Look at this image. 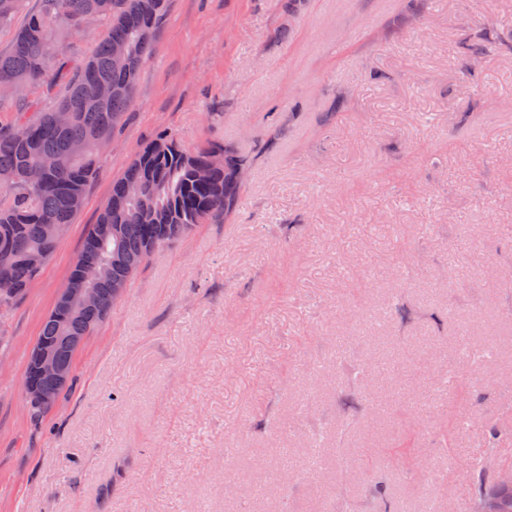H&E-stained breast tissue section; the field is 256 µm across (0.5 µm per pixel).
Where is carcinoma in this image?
Wrapping results in <instances>:
<instances>
[{"label":"carcinoma","instance_id":"obj_1","mask_svg":"<svg viewBox=\"0 0 512 512\" xmlns=\"http://www.w3.org/2000/svg\"><path fill=\"white\" fill-rule=\"evenodd\" d=\"M25 0H0V29L13 26ZM169 0H40L15 29L12 42L0 50V83L34 82L50 70L66 80L67 93L58 104L31 120L18 113L15 126L0 132V306L14 307L39 275L29 257L54 254L60 238L77 210L72 200L83 198L95 179L102 152L98 144L112 140L133 105L139 70L151 55L157 29ZM92 17H108V36L75 71H66L58 43L64 36L84 31ZM486 48H470L464 70L482 66ZM100 84L112 87L106 99L97 97ZM70 113L60 127L55 113ZM210 147L189 150L172 136L158 138L144 147L112 183V195L97 224L84 237L66 287L82 288L80 264L96 265L106 272L97 285L99 306L69 311L54 304L36 342L59 345V364L69 370L75 352L60 345L63 336L92 335L115 302V288L131 269L142 268L155 253L184 239L201 224H219L238 202L245 166L241 159L225 156L214 165ZM45 166L39 186L27 180L28 167ZM494 481L473 476L467 512H480L484 495Z\"/></svg>","mask_w":512,"mask_h":512}]
</instances>
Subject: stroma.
<instances>
[{
  "instance_id": "obj_1",
  "label": "stroma",
  "mask_w": 512,
  "mask_h": 512,
  "mask_svg": "<svg viewBox=\"0 0 512 512\" xmlns=\"http://www.w3.org/2000/svg\"><path fill=\"white\" fill-rule=\"evenodd\" d=\"M405 7L170 0L82 209L0 316V512H367L374 481L387 512H465V461L512 466V0ZM64 91L24 86L0 128ZM168 134L247 158L238 208L145 264L33 428L42 321L113 181ZM284 461L275 496L227 492Z\"/></svg>"
}]
</instances>
